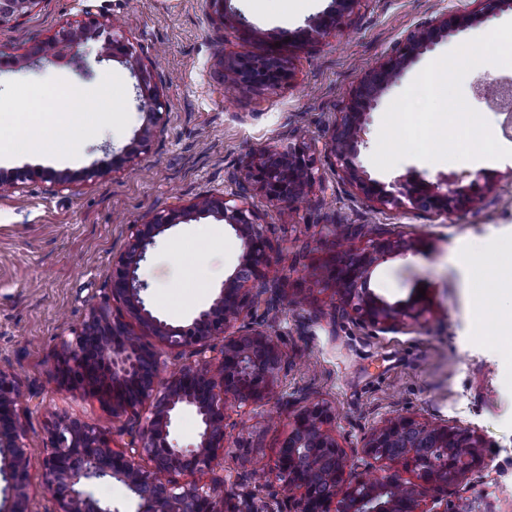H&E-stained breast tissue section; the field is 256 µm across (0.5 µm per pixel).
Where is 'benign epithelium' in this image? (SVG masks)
<instances>
[{"label": "benign epithelium", "mask_w": 512, "mask_h": 512, "mask_svg": "<svg viewBox=\"0 0 512 512\" xmlns=\"http://www.w3.org/2000/svg\"><path fill=\"white\" fill-rule=\"evenodd\" d=\"M40 0H0V26L27 17ZM357 0H331L329 9L309 18L293 37L312 45L336 27ZM469 13H441L424 23L385 62L367 72L353 92L347 111L341 113L325 153L339 164L348 182L375 209L408 208L451 217L482 201L497 181L480 171L468 186L446 176L430 182L409 172L386 184L360 167L362 132L383 95L404 75L424 51L474 22L512 9V0H474ZM225 28L238 30L235 15L223 8L225 0H206ZM101 25L90 20L69 25L60 42L81 46L96 41ZM102 52L122 56L134 71L144 122L119 159L103 160L81 175L71 171L18 168L0 177V191H17L40 179L64 189L73 183L138 164L155 133L164 126L167 101L142 54L121 35L112 33ZM224 74L235 80L234 89L273 86L291 77V61L280 53H258L224 64ZM475 95L494 112L512 113V79L478 81ZM314 180L313 158L301 146L266 150L247 167L244 177L229 176L234 188L202 198L186 207L153 212L128 225V241L112 267V298L123 304L128 319L113 316L99 305L90 308L78 329L60 339L55 373L59 389L72 391L97 376L112 394V417L118 419L138 404L150 405L149 415L128 431L124 448L112 447L109 433L66 411L55 412L47 427L48 452L40 463V478L52 494L54 512H120L110 501L94 496L92 486L103 480L123 484L136 501L135 512H493L490 505L474 501L445 502L439 493L459 485L477 458L481 441L475 433L448 423L419 422L396 417L375 428L362 453L375 461L402 464L416 476L412 482L402 472L388 469L368 477L352 476L351 459L329 429L335 418L332 406L320 400H303L289 421V432L276 454L274 478L283 484L285 500L270 505L252 494L228 497L224 477L216 474L224 460L229 435L224 425L227 403L278 404L277 377L284 356L269 328L268 314L250 317L237 325L247 303L244 290H262L270 279V243L264 226L247 201L243 183L257 186L271 202L292 206L308 196ZM202 216L224 221L242 241L243 254L212 303L186 325H174L155 315L141 297L138 270L147 247L167 229ZM415 244L405 240H380L368 250L335 261L329 276L345 292V302L364 324L379 332L414 323L426 312L423 299L411 295L391 302L368 287L380 257L405 255ZM220 357H211L215 342ZM191 350L192 360L169 372L158 346ZM20 379L0 367V457L7 461L11 480L12 512H28L31 459L23 442L19 402ZM199 417V441L181 448L170 441V428L185 410ZM444 448L439 460L427 449ZM209 476V481L201 477ZM432 507H427V504ZM439 508H434V505Z\"/></svg>", "instance_id": "obj_1"}]
</instances>
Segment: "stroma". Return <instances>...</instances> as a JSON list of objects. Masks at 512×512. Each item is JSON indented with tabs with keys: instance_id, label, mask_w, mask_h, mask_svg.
Masks as SVG:
<instances>
[{
	"instance_id": "stroma-1",
	"label": "stroma",
	"mask_w": 512,
	"mask_h": 512,
	"mask_svg": "<svg viewBox=\"0 0 512 512\" xmlns=\"http://www.w3.org/2000/svg\"><path fill=\"white\" fill-rule=\"evenodd\" d=\"M331 0H231L249 31L221 28L205 0H40L20 24L0 27V57L43 45L47 51L24 76L0 70V128L29 122L33 79L92 87L110 78L118 130L99 114V126L75 157L0 154V171L26 166L79 172L120 154L143 124L136 80L120 57L99 59L101 41L79 47L57 44L67 25L95 18L112 22L137 50L149 52L168 102L167 122L133 168L110 172L53 191L41 180L0 193V366L20 376L22 419L32 464L46 452V424L59 410L110 432L113 447L127 442L126 428L144 421L147 405L122 418L112 404L79 390H59L52 360L62 335L82 324L93 304L113 314L112 261L126 245L128 227L152 212L220 194L228 174L242 170L266 148H312L315 182L308 199L290 209L269 203L255 186L247 197L272 245L277 292L254 294L251 306L269 309L273 334L287 361L279 377L284 406L241 404L225 410L230 445L224 450L226 493H254L275 503L280 484L264 483L288 431L295 400L331 404V429L356 472L375 474L381 463L361 449L385 420L412 417L449 422L476 432L479 462L460 485L462 497L481 496L496 512H512V295L496 306L475 304L489 289L486 275L512 264V187L491 192L453 218L392 208L373 210L321 151L364 74L387 58L426 19L472 8V0H357L340 25L318 43L299 47L291 33L325 11ZM479 21L425 51L371 113L359 162L374 179L389 183L407 172L428 181L451 175L469 185L479 170L507 177L512 157L500 160L402 159L387 171L371 161L382 116L432 60L484 35ZM293 60L289 81L277 87L226 92V60L265 46ZM343 225L349 243L330 227ZM379 238L409 240L416 252L380 259L370 287L395 301L425 288L428 310L420 323L386 333L356 319L326 268L350 250ZM243 249L235 233L213 217L179 224L156 237L138 271L146 305L169 322L189 321L211 303L238 265Z\"/></svg>"
}]
</instances>
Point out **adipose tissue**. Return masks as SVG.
I'll use <instances>...</instances> for the list:
<instances>
[{
  "label": "adipose tissue",
  "mask_w": 512,
  "mask_h": 512,
  "mask_svg": "<svg viewBox=\"0 0 512 512\" xmlns=\"http://www.w3.org/2000/svg\"><path fill=\"white\" fill-rule=\"evenodd\" d=\"M105 100L101 89H80L73 85L45 78L40 82L37 96L27 104L34 113L33 122L14 127L5 136L10 151L18 154L44 152L43 132L55 126L59 114L79 116L96 109Z\"/></svg>",
  "instance_id": "1"
}]
</instances>
